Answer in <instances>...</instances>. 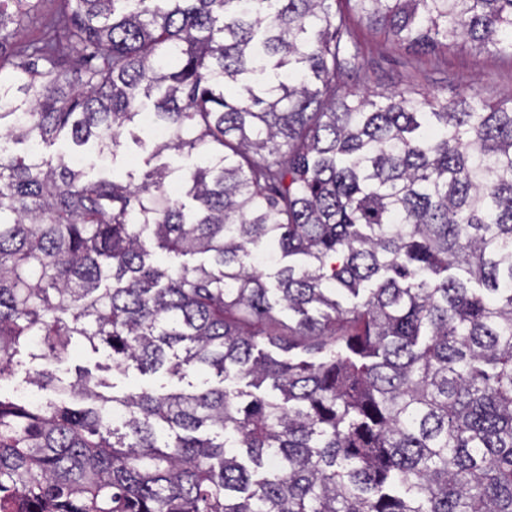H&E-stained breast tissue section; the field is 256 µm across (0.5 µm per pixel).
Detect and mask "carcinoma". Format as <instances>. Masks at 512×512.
<instances>
[{"instance_id":"carcinoma-1","label":"carcinoma","mask_w":512,"mask_h":512,"mask_svg":"<svg viewBox=\"0 0 512 512\" xmlns=\"http://www.w3.org/2000/svg\"><path fill=\"white\" fill-rule=\"evenodd\" d=\"M37 2L0 139L167 135L126 182L0 150V381L63 398L0 394V512H512V106L338 83L355 18L512 58V0H57L14 44ZM53 0H42L40 12L21 30L18 40L28 42L38 38L43 32L45 19L54 11ZM110 364L111 362L102 353H94L89 348H85L71 352L63 362L56 364L55 367L63 377L74 375L76 368L88 370L93 377L104 379L111 386L114 383V391L118 393L132 387H158L161 383L166 382L165 379H160L157 375H141L137 371H130L128 375L124 376L108 369Z\"/></svg>"}]
</instances>
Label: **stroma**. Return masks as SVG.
<instances>
[{
	"instance_id": "35a3bbf8",
	"label": "stroma",
	"mask_w": 512,
	"mask_h": 512,
	"mask_svg": "<svg viewBox=\"0 0 512 512\" xmlns=\"http://www.w3.org/2000/svg\"><path fill=\"white\" fill-rule=\"evenodd\" d=\"M356 35L364 48L358 71L345 78L348 87L375 92L418 89L433 91L448 99L463 93H479L490 102L512 98V59L476 49L423 55L394 47L383 34L364 23H356ZM84 166L88 177L139 170L148 149H131L118 154L116 161L100 159L93 147H85ZM85 369L92 376L113 384L116 392L133 387H156L161 379L132 371L121 375L112 371L107 358L89 349L71 352L58 365L60 374Z\"/></svg>"
}]
</instances>
